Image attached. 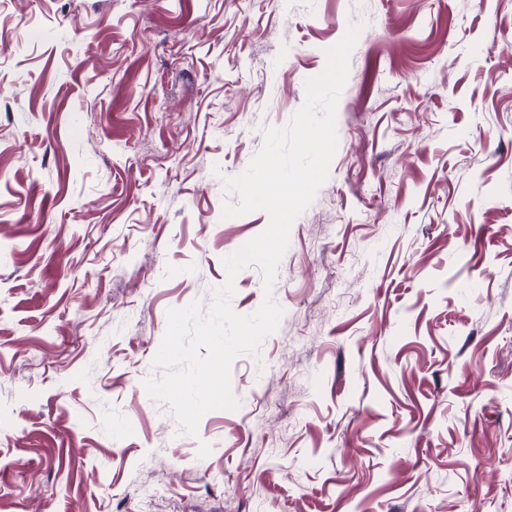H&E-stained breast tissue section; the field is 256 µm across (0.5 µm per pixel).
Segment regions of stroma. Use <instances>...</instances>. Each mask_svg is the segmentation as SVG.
I'll use <instances>...</instances> for the list:
<instances>
[{
  "label": "stroma",
  "mask_w": 512,
  "mask_h": 512,
  "mask_svg": "<svg viewBox=\"0 0 512 512\" xmlns=\"http://www.w3.org/2000/svg\"><path fill=\"white\" fill-rule=\"evenodd\" d=\"M352 22L279 328L180 435L166 314L269 222L222 178ZM0 512H512V0H0Z\"/></svg>",
  "instance_id": "1"
}]
</instances>
